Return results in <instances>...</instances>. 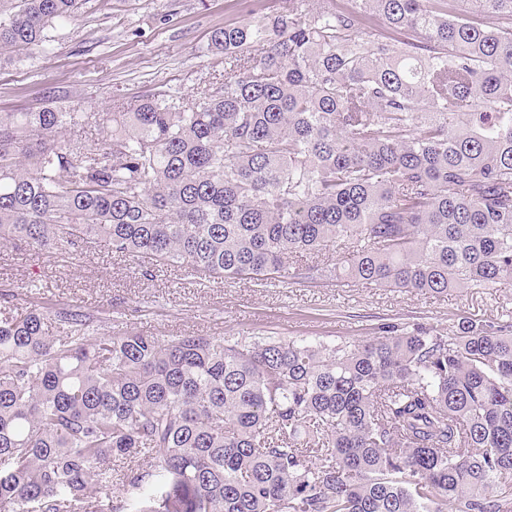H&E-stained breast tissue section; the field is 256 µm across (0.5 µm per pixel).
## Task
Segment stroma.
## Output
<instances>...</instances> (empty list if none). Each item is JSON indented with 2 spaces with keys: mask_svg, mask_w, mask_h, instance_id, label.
Here are the masks:
<instances>
[{
  "mask_svg": "<svg viewBox=\"0 0 512 512\" xmlns=\"http://www.w3.org/2000/svg\"><path fill=\"white\" fill-rule=\"evenodd\" d=\"M241 0H84L77 17L48 29L47 52L0 65V112L55 106L111 112L163 87L195 92L224 70L208 49L212 30L247 21ZM335 249L303 255L326 268L318 283L228 280L158 266L141 278L136 258L103 242L68 252L0 243V294L12 311L43 298L96 315L98 333L145 331L162 339L196 332L227 336L319 339L334 345L372 335L383 322L454 329L460 317L512 319V286L449 293L393 292L336 280Z\"/></svg>",
  "mask_w": 512,
  "mask_h": 512,
  "instance_id": "stroma-1",
  "label": "stroma"
}]
</instances>
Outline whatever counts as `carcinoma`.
Segmentation results:
<instances>
[{"mask_svg": "<svg viewBox=\"0 0 512 512\" xmlns=\"http://www.w3.org/2000/svg\"><path fill=\"white\" fill-rule=\"evenodd\" d=\"M274 2L211 32L224 74L192 95L1 112L0 240L301 281L323 268L290 256L336 245L370 285L512 286V0ZM79 5L0 0V62ZM93 321L0 316V512H512V322L331 346Z\"/></svg>", "mask_w": 512, "mask_h": 512, "instance_id": "cac0c4a2", "label": "carcinoma"}]
</instances>
